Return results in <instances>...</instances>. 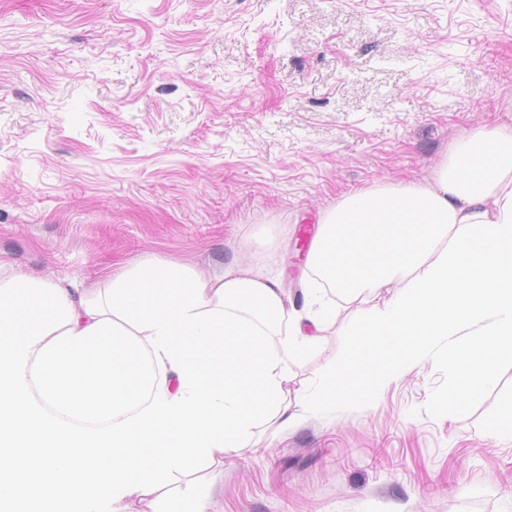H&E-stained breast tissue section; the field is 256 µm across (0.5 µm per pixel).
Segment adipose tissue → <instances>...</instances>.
Here are the masks:
<instances>
[{
	"instance_id": "adipose-tissue-1",
	"label": "adipose tissue",
	"mask_w": 512,
	"mask_h": 512,
	"mask_svg": "<svg viewBox=\"0 0 512 512\" xmlns=\"http://www.w3.org/2000/svg\"><path fill=\"white\" fill-rule=\"evenodd\" d=\"M307 267L299 307L280 280L236 263L201 275L203 298L212 309L226 282L267 286L284 309L273 344L289 363L320 350L336 323V298L366 302L347 331L382 354L384 375L356 389V397H374L384 379L411 371L443 337L458 386L466 395L479 393L499 363L512 360V127L459 141L428 183L345 196L322 218ZM114 280L105 272L91 288L62 286L74 313L72 332L109 317L105 291ZM365 369L360 356L328 360L318 388L299 389L295 403L308 413L333 412L337 378L354 380Z\"/></svg>"
}]
</instances>
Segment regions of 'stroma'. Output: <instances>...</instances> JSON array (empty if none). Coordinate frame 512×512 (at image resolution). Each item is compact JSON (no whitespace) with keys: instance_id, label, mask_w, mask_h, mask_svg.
Masks as SVG:
<instances>
[{"instance_id":"stroma-1","label":"stroma","mask_w":512,"mask_h":512,"mask_svg":"<svg viewBox=\"0 0 512 512\" xmlns=\"http://www.w3.org/2000/svg\"><path fill=\"white\" fill-rule=\"evenodd\" d=\"M512 126V0H0V260L86 284L161 257L278 276L301 300L343 196L432 180ZM264 228L271 244L241 240ZM341 309L288 390L359 345ZM441 356L370 400L256 426L210 512H512V361L450 398Z\"/></svg>"}]
</instances>
